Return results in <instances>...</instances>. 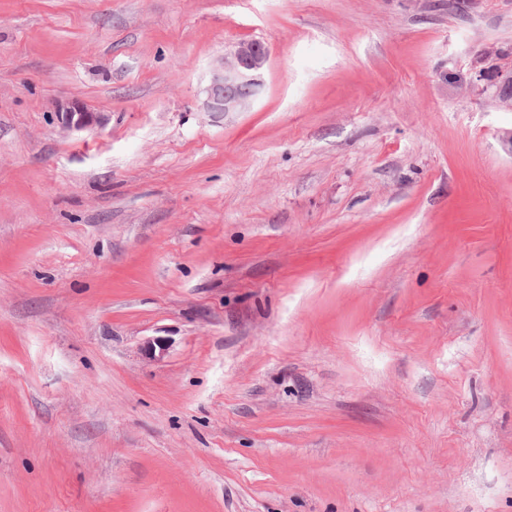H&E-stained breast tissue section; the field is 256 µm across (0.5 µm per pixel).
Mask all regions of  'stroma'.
Masks as SVG:
<instances>
[{"label":"stroma","instance_id":"1","mask_svg":"<svg viewBox=\"0 0 512 512\" xmlns=\"http://www.w3.org/2000/svg\"><path fill=\"white\" fill-rule=\"evenodd\" d=\"M510 72L512 0H0V512H512ZM268 57L261 41L241 43L230 57L216 69L207 89L205 108L208 112H238L250 105L258 94L259 71Z\"/></svg>","mask_w":512,"mask_h":512}]
</instances>
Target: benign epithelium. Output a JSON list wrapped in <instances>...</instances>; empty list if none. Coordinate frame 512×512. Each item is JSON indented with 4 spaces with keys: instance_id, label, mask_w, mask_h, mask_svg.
<instances>
[{
    "instance_id": "7a95c632",
    "label": "benign epithelium",
    "mask_w": 512,
    "mask_h": 512,
    "mask_svg": "<svg viewBox=\"0 0 512 512\" xmlns=\"http://www.w3.org/2000/svg\"><path fill=\"white\" fill-rule=\"evenodd\" d=\"M268 57L261 41L241 43L231 56L216 69L207 89L205 108L209 112H238L250 105L258 94L259 71ZM170 348V340L156 337L146 341L145 350L157 359Z\"/></svg>"
}]
</instances>
